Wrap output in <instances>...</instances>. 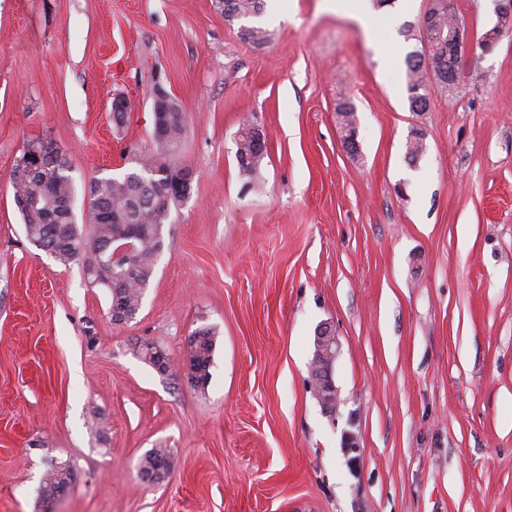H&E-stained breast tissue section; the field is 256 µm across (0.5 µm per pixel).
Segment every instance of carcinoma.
<instances>
[{"instance_id": "cac0c4a2", "label": "carcinoma", "mask_w": 512, "mask_h": 512, "mask_svg": "<svg viewBox=\"0 0 512 512\" xmlns=\"http://www.w3.org/2000/svg\"><path fill=\"white\" fill-rule=\"evenodd\" d=\"M220 13L224 20L258 18L266 7V0H223ZM453 26V15L448 12V0H429L419 28L421 49L406 56L407 91L410 109L425 112L429 97L417 98L413 90L433 81L448 87V77L461 68V62L448 57V33ZM343 137L356 134L354 109L347 102L336 107ZM167 141L155 146L148 155H133L134 171L117 178L95 177L89 187L92 201L102 210L101 221L93 223V234L87 237L75 221L72 202L75 190L71 176L64 171L68 166L65 156L45 139H33L25 145L15 164L29 161V157L44 151L57 153L58 162L51 167L11 172L14 203L21 213L29 242L55 259L63 262H83L90 282L109 290L112 319L122 322L134 317L142 301L143 290L153 276L158 255L164 248V227L178 197L158 191L148 181L161 182L165 173L176 170L170 162L185 133V115L175 105L165 116ZM236 160L244 174L256 172L267 155V144L242 132L237 134ZM131 243L133 250L117 263L110 262L113 250ZM197 343L187 350L184 362L189 369L199 372V378L208 379L214 351V332L201 328L195 332ZM165 450L156 448L141 461L143 478L159 479L158 468H167ZM72 480L70 469L55 467L47 474L45 490L53 495L65 489Z\"/></svg>"}]
</instances>
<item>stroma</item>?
Returning <instances> with one entry per match:
<instances>
[{
    "mask_svg": "<svg viewBox=\"0 0 512 512\" xmlns=\"http://www.w3.org/2000/svg\"><path fill=\"white\" fill-rule=\"evenodd\" d=\"M428 4L362 20V0H267L255 45L213 0H0V512H512V29L483 49L497 0H454L471 53L418 115L406 66L377 51L418 49L402 29ZM158 81L195 177L138 314L116 322L82 264L28 241L10 173L27 141L52 140L91 233L89 181L154 151ZM247 119L268 150L250 177ZM323 323L332 417L310 387ZM203 327L197 388L179 367ZM155 448L169 466L150 484ZM62 464L73 480L45 500ZM247 125H244L238 131L235 155L240 171L244 174H252L259 169L266 157L267 144L266 141L261 142L248 134L242 133ZM195 336H200L195 345L187 350L184 362L189 369L199 372L200 379H209L210 366L214 351V332L211 328H201L195 332ZM167 456L164 449L156 448L148 452L141 461V474L144 479L155 481L159 480L158 468L167 470Z\"/></svg>",
    "mask_w": 512,
    "mask_h": 512,
    "instance_id": "1",
    "label": "stroma"
}]
</instances>
